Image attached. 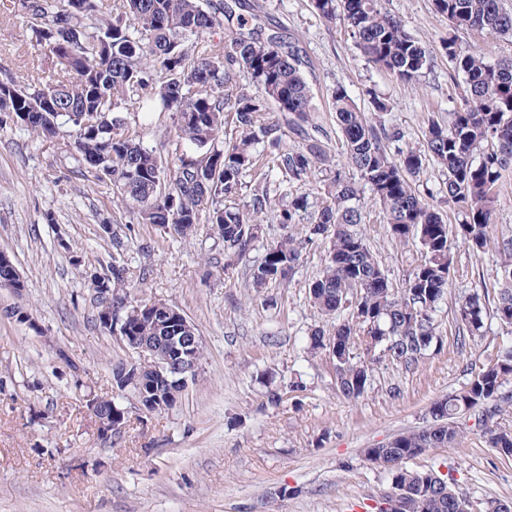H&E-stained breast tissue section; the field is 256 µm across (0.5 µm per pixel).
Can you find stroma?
Returning a JSON list of instances; mask_svg holds the SVG:
<instances>
[{
	"label": "stroma",
	"instance_id": "35a3bbf8",
	"mask_svg": "<svg viewBox=\"0 0 512 512\" xmlns=\"http://www.w3.org/2000/svg\"><path fill=\"white\" fill-rule=\"evenodd\" d=\"M245 2L243 16L278 26L305 57L317 105L312 124L337 167L346 160L331 104L336 86L363 108L371 98L387 100L391 110L382 119L402 132L405 148L422 147L428 117L447 119L459 99L443 51L448 20L433 0H384L431 56L411 85L369 66L343 22L319 18L311 0ZM8 75L61 77L17 0H0V79ZM120 111L126 133L173 166V113L146 111L134 99ZM73 154L68 131L44 140L0 115V251L23 283L18 292L0 288V512H365L391 488L365 449L423 427L431 404L470 380L485 347L512 343L497 328L460 343L459 298L494 287L498 271L495 248L476 254L460 247L436 315L440 347L412 371L378 365L367 391L345 398L332 358L308 350L312 329L333 326L308 297L325 263L324 243L305 245L292 282L256 294L247 264L279 240V225H265L248 262L225 266L213 225L176 239L161 226L138 223L136 208L79 168ZM329 177L319 171L299 186L264 166L252 175L265 181L272 209L301 191L313 212L327 200ZM364 215L367 244L393 287L403 288L421 259L418 247L392 239L373 202ZM106 224L121 228L131 301L178 308L204 350L173 408L149 414L132 392L118 396L129 419L108 437L86 399L114 395L113 365L138 356L96 319L90 276L112 261ZM459 427L455 447L427 451L407 468L451 475L472 512H485L491 500L512 501V457L486 443L473 415L461 416Z\"/></svg>",
	"mask_w": 512,
	"mask_h": 512
}]
</instances>
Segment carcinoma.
<instances>
[{"label": "carcinoma", "mask_w": 512, "mask_h": 512, "mask_svg": "<svg viewBox=\"0 0 512 512\" xmlns=\"http://www.w3.org/2000/svg\"><path fill=\"white\" fill-rule=\"evenodd\" d=\"M127 19L117 18L90 32L73 19H94L100 0H22L37 42L69 79L0 80V112L15 114L32 133L53 139L61 128L75 133V160L92 173V161H101L104 178L124 202L137 207L140 222L158 224L180 236L194 226L214 225L224 244V256L243 261L259 242L261 224L269 218L288 229L307 210V196L297 194L282 208L271 211L265 187H248L246 178L260 151L272 166L293 183L306 182L317 170L334 169L327 202L307 226V239L284 234L266 249L261 262L250 266L252 287L289 282L299 265L304 244L327 243L326 265L308 285L311 302L326 316L336 318L331 333L320 328L309 335L308 349L327 351L336 364L342 395L360 397L367 389L374 366L380 362L411 370L440 345L436 312L448 293L454 270V249L460 244L474 253L491 242L498 202L497 188L512 168V58L491 62L462 45L456 31L471 29L512 35V13L499 0H434L438 13L448 19V41L443 50L454 75L463 78L460 101L444 124L427 120L421 149L391 152L400 132L373 121L361 112L346 88L332 92L336 125L342 136L352 176L333 168L326 146L311 136L306 125L316 105L303 74V57L292 42L277 33L264 34L235 15L239 0H125ZM323 19L342 18L354 48L365 62L410 84L430 65L426 49L404 29L400 20L383 10V0H312ZM237 16L224 54L201 52L189 57L183 45L199 44L221 17ZM244 72L251 87L233 86ZM135 96L149 108L175 114L176 135L183 145L173 169L161 155L124 133L119 102ZM288 116V126L300 138L292 148L282 146L279 121L261 123L257 116L271 108ZM97 115L94 129L82 128L79 117ZM233 113L235 135L226 137L225 113ZM435 161L448 175V206L457 214L447 222L440 209L423 199L411 178ZM369 189L386 217L391 237L414 242L421 261L397 291L357 226L363 223L361 193ZM249 200L241 203L243 195ZM497 272L500 288L468 292L457 303L458 331L469 339L487 333V320L512 330V238L498 242ZM128 268L112 259L93 276L95 288L112 289L111 301L96 299L97 312L109 309L129 319L139 341L165 350L160 337L170 335L162 310L132 304L122 291ZM350 311L344 319L341 314ZM364 355H354L355 343ZM135 398L145 397L162 411L169 403L167 384L150 366L137 367ZM512 347L485 355L462 388L432 403L428 427L403 433L377 448L365 449L366 460L388 471L393 491L406 495V512H469V503L445 479L432 471L403 466L431 448H451L461 438L460 416L478 413L490 447L512 457V431L498 419L512 405Z\"/></svg>", "instance_id": "cac0c4a2"}]
</instances>
